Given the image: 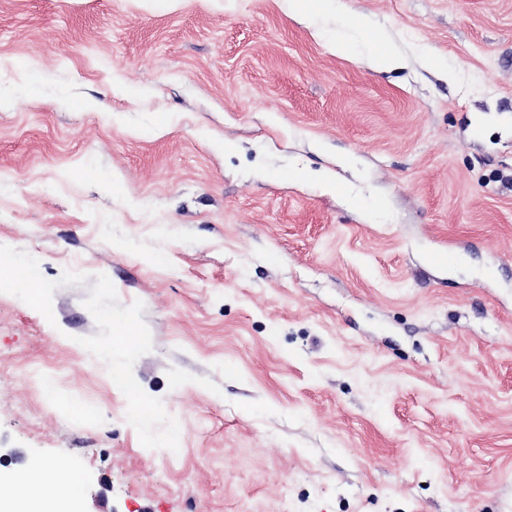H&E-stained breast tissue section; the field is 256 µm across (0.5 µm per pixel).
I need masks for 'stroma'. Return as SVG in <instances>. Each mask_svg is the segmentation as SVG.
<instances>
[{"mask_svg": "<svg viewBox=\"0 0 512 512\" xmlns=\"http://www.w3.org/2000/svg\"><path fill=\"white\" fill-rule=\"evenodd\" d=\"M348 4L319 39L282 0H0V257L40 283L0 286L1 476L512 512V0ZM368 53L365 59L377 70H387L401 62V58L385 43L373 41L365 45Z\"/></svg>", "mask_w": 512, "mask_h": 512, "instance_id": "obj_1", "label": "stroma"}]
</instances>
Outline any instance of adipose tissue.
I'll list each match as a JSON object with an SVG mask.
<instances>
[{"instance_id": "obj_1", "label": "adipose tissue", "mask_w": 512, "mask_h": 512, "mask_svg": "<svg viewBox=\"0 0 512 512\" xmlns=\"http://www.w3.org/2000/svg\"><path fill=\"white\" fill-rule=\"evenodd\" d=\"M14 484L10 492L0 487V512H59L58 503L42 496V489L53 487L71 498L80 492L74 475L41 463L30 464L18 472Z\"/></svg>"}]
</instances>
